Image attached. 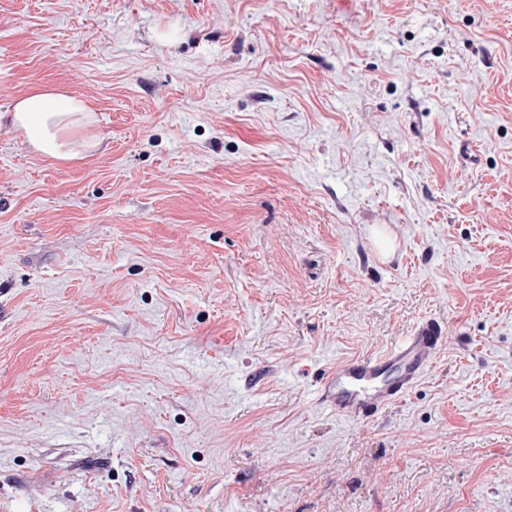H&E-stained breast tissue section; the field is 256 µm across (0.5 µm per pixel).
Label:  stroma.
<instances>
[{
  "mask_svg": "<svg viewBox=\"0 0 512 512\" xmlns=\"http://www.w3.org/2000/svg\"><path fill=\"white\" fill-rule=\"evenodd\" d=\"M37 84L103 144L0 126V512H512V0H0ZM95 111L81 96L38 85L16 97L4 120L37 154L60 162L84 161L101 145ZM439 342L435 324L428 320L384 353L337 361L328 370L319 397L342 415H368L389 408L420 381Z\"/></svg>",
  "mask_w": 512,
  "mask_h": 512,
  "instance_id": "obj_1",
  "label": "stroma"
}]
</instances>
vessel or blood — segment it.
Masks as SVG:
<instances>
[{
  "instance_id": "b4317fda",
  "label": "vessel or blood",
  "mask_w": 512,
  "mask_h": 512,
  "mask_svg": "<svg viewBox=\"0 0 512 512\" xmlns=\"http://www.w3.org/2000/svg\"><path fill=\"white\" fill-rule=\"evenodd\" d=\"M439 342L429 320L384 353L337 361L324 378L319 397L342 415H368L389 408L420 381Z\"/></svg>"
}]
</instances>
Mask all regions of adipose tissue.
<instances>
[{
  "mask_svg": "<svg viewBox=\"0 0 512 512\" xmlns=\"http://www.w3.org/2000/svg\"><path fill=\"white\" fill-rule=\"evenodd\" d=\"M1 121L35 153L60 162L87 160L101 145L93 108L59 86L38 85L16 97Z\"/></svg>",
  "mask_w": 512,
  "mask_h": 512,
  "instance_id": "1",
  "label": "adipose tissue"
}]
</instances>
